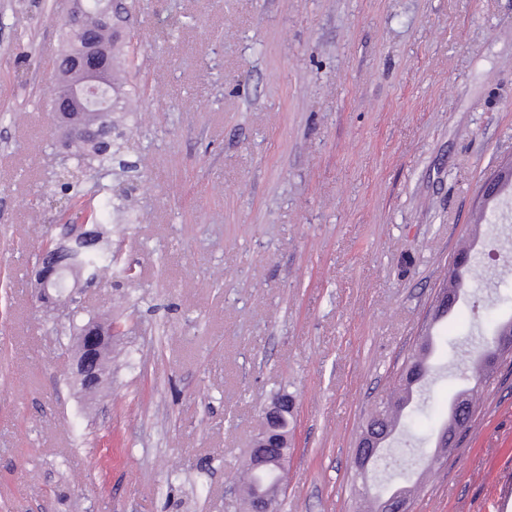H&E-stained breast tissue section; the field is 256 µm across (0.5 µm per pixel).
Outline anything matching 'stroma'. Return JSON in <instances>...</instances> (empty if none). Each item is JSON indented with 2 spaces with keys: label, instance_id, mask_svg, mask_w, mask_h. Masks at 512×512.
<instances>
[{
  "label": "stroma",
  "instance_id": "1",
  "mask_svg": "<svg viewBox=\"0 0 512 512\" xmlns=\"http://www.w3.org/2000/svg\"><path fill=\"white\" fill-rule=\"evenodd\" d=\"M126 123L141 177L75 309L123 327L110 393L71 378L74 330L30 271L63 162L50 82L67 0H0V512H240L239 473L271 397L296 414L279 512H361L355 448L476 230L459 349L504 314L512 195L473 227L512 158V0H127ZM134 266L136 277L119 271ZM459 387L439 374L427 437ZM512 406V365L482 389ZM493 451L463 431L412 512H474ZM512 180V158L499 165L483 182L480 189V200L484 206L497 200L504 187Z\"/></svg>",
  "mask_w": 512,
  "mask_h": 512
}]
</instances>
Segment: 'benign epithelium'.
I'll use <instances>...</instances> for the list:
<instances>
[{
  "mask_svg": "<svg viewBox=\"0 0 512 512\" xmlns=\"http://www.w3.org/2000/svg\"><path fill=\"white\" fill-rule=\"evenodd\" d=\"M121 0H70V7L63 22L70 31L71 38L67 51L62 55L63 67L68 77L55 74L51 85L55 109L52 113V128L59 152L70 150L77 140L88 138V128L83 126L72 109L80 106L101 108L98 120L109 124L111 120L110 98L101 97L105 88L102 73V59L107 55L100 46L94 44L84 33V20L88 10L95 9L96 16L107 27L114 30L116 37L122 40L126 34L121 32L122 19L117 15ZM512 181V160L499 165L483 182L480 200L487 206L497 200L504 187ZM96 235V229L87 228V224L68 225L65 235L55 243L54 252L45 253L32 268L31 275L35 285V301L43 307L56 306L68 299L81 282V273L75 269H65L55 261V253L66 248L76 237L88 239ZM461 298V292L443 287L436 295L434 311L440 312L453 308ZM79 349L75 357L74 379L81 389L92 393L109 379L107 357L112 350V337L117 335L116 326L106 327L98 322L87 324L76 330ZM295 401L290 396H276L263 411V425L255 436L249 449V462L253 471H261L273 464L282 467L288 462V417L294 414ZM466 405L458 404L457 423L439 438L441 453L437 463L441 464L447 453L456 447L457 435L461 430ZM390 436V428L379 419L367 423L362 431L355 450L354 463L358 470H366L376 448ZM378 512H410V502L402 498H385L378 501Z\"/></svg>",
  "mask_w": 512,
  "mask_h": 512,
  "instance_id": "obj_1",
  "label": "benign epithelium"
}]
</instances>
